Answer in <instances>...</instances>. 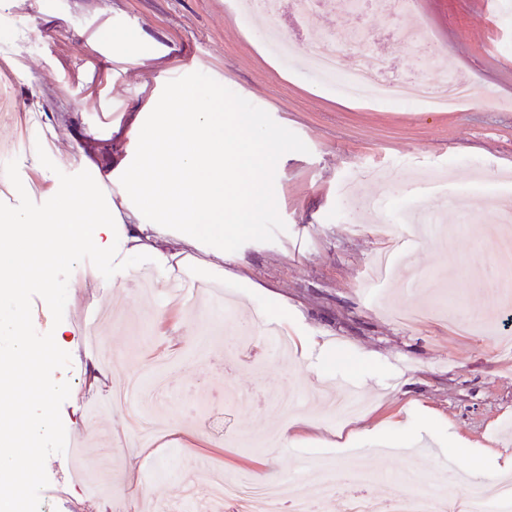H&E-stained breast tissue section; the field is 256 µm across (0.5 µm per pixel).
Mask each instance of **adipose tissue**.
Masks as SVG:
<instances>
[{
	"instance_id": "obj_1",
	"label": "adipose tissue",
	"mask_w": 512,
	"mask_h": 512,
	"mask_svg": "<svg viewBox=\"0 0 512 512\" xmlns=\"http://www.w3.org/2000/svg\"><path fill=\"white\" fill-rule=\"evenodd\" d=\"M187 94L178 89L155 104L149 120L132 125L137 159L113 181L98 171L59 187L43 210L0 212V284L14 289L13 320L22 319L30 290L53 295L57 263L77 262L86 251L112 266L111 277L98 283L105 294L126 278L135 257L149 258L166 283L183 272L182 241L220 254L225 237L247 234L244 215L267 172L255 152L256 129L234 112L184 111ZM228 121L236 128L230 138ZM20 415L0 408V430L12 435L0 444V469L22 488L36 472L16 452L26 437L14 425Z\"/></svg>"
}]
</instances>
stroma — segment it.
<instances>
[{
    "label": "stroma",
    "mask_w": 512,
    "mask_h": 512,
    "mask_svg": "<svg viewBox=\"0 0 512 512\" xmlns=\"http://www.w3.org/2000/svg\"><path fill=\"white\" fill-rule=\"evenodd\" d=\"M237 2L0 0V61L12 76L0 83L1 171L12 182L0 188V212L42 209L53 186L96 169L119 172L137 155L130 125L149 119L153 103L175 85L191 87L204 108L232 99L258 124L256 148L269 174L246 216L255 234L224 245L236 260L235 276L222 279L224 300L237 315L255 312L262 321L280 307L277 324L288 340L278 350L262 322L250 326L252 357L226 375L225 359L241 349L208 295L189 305L163 284L129 280L97 297L102 268L92 252L58 266L54 297L28 293L21 324L10 320L12 298L0 289V356L12 354L16 328L39 343L60 324L72 329V347L28 358L25 377L11 389L26 409L23 425L43 411L52 415L27 450L39 472L30 493L46 495L49 512H176L184 505L183 475L201 460L259 480L309 484L324 457L376 473L445 476L454 435L512 454V434L503 431L512 423V356L497 351L500 337H512V323L476 335L457 328L502 308V270L486 244L497 215L479 203L512 195V0H500L497 13L487 0H407L401 12L368 9L355 18L324 0L306 32L296 27L290 0H281L296 52L287 65ZM409 24L424 28L431 44L406 46L399 35ZM355 27L367 52L387 59L388 76L417 69L429 77L445 60L474 83L473 102L455 111L349 102L303 58L321 33L340 40V58L349 62ZM116 39L123 54L112 51ZM365 198L375 201V220L362 212ZM415 201L446 207L452 249L411 248L419 291L364 287L373 258L412 234ZM75 279L84 286L74 292ZM206 335L211 343L197 355ZM304 336L319 342L301 345ZM106 349L115 362L104 383L86 391L87 357ZM170 352L177 358L165 372L168 396L141 408L193 430L195 439L174 434L129 450L127 413L113 410L84 436L89 462L112 475V493H86L65 467L73 407L109 401L130 375L152 372ZM45 372L58 386L49 401ZM258 389L262 399L288 390L303 396L295 410L306 422L303 440L259 446L282 419L255 399ZM352 389L364 410L346 427L330 425L324 398ZM403 421L411 431L399 430ZM132 467L140 492L129 503L124 475Z\"/></svg>",
    "instance_id": "stroma-1"
}]
</instances>
